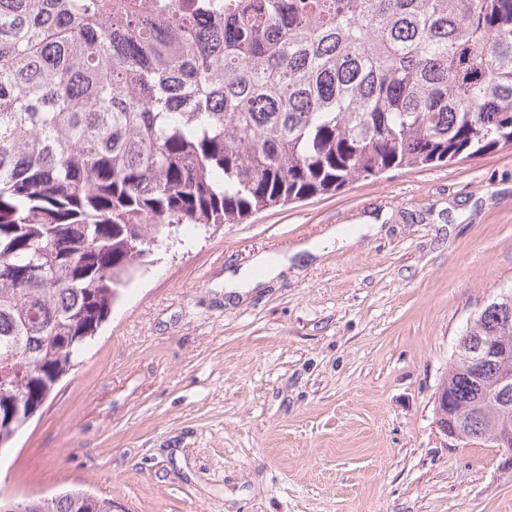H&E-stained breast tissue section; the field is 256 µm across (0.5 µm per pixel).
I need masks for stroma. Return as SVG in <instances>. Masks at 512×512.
<instances>
[{"instance_id": "obj_1", "label": "stroma", "mask_w": 512, "mask_h": 512, "mask_svg": "<svg viewBox=\"0 0 512 512\" xmlns=\"http://www.w3.org/2000/svg\"><path fill=\"white\" fill-rule=\"evenodd\" d=\"M181 238L0 450V487L120 512H512L499 449L435 425L460 333L512 288V148ZM261 255L288 264L226 294Z\"/></svg>"}]
</instances>
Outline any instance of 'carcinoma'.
Segmentation results:
<instances>
[{"label": "carcinoma", "instance_id": "carcinoma-1", "mask_svg": "<svg viewBox=\"0 0 512 512\" xmlns=\"http://www.w3.org/2000/svg\"><path fill=\"white\" fill-rule=\"evenodd\" d=\"M506 147L512 0H0V443L184 225ZM496 370L460 355L442 382L468 441L512 422V394L482 402ZM0 512L116 505L72 487Z\"/></svg>", "mask_w": 512, "mask_h": 512}]
</instances>
